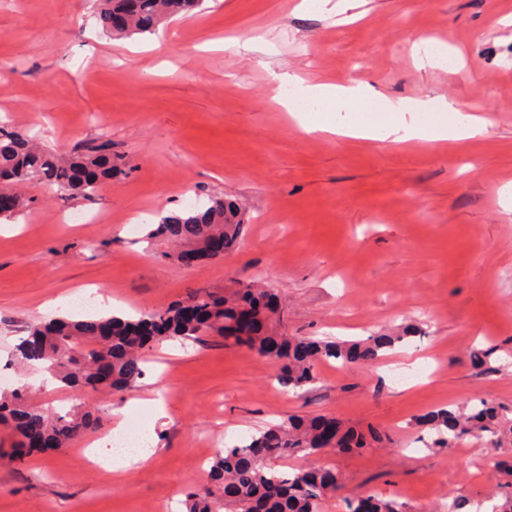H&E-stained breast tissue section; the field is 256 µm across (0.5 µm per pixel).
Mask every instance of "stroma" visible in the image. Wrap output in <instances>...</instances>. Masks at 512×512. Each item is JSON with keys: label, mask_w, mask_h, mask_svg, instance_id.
Instances as JSON below:
<instances>
[{"label": "stroma", "mask_w": 512, "mask_h": 512, "mask_svg": "<svg viewBox=\"0 0 512 512\" xmlns=\"http://www.w3.org/2000/svg\"><path fill=\"white\" fill-rule=\"evenodd\" d=\"M300 3L222 0L156 34L115 37L92 0H0V125L58 153L108 140L131 165L90 202L21 188L22 207L0 221V373L47 408L73 405V390L17 366V347L28 325L73 317L72 295L91 288L149 311L189 288L250 281L278 294L290 334L352 342L410 326L414 337L367 367L320 364L308 391L280 385L274 358L219 338L156 344L135 390L90 403L106 426L128 408L157 453L112 481L86 466L82 437L21 465L0 458V512H186L205 482L192 472L205 435L240 438L291 415L386 437L359 455L277 462L341 474L343 493L322 512L370 493L407 512L478 506L512 477V434L434 448L414 424L479 398L512 421V0H354L335 16ZM246 40L267 52L238 51ZM428 40L461 66L429 62L415 48ZM275 72L442 97L492 124L442 147L307 135L275 101ZM213 197L244 209L239 247L191 270L159 259L147 224ZM85 212L98 222L60 221ZM49 299L59 307L38 313ZM474 350L489 351L486 366L471 364ZM152 390L164 419L129 405Z\"/></svg>", "instance_id": "obj_1"}]
</instances>
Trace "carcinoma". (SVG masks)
<instances>
[{
	"instance_id": "carcinoma-1",
	"label": "carcinoma",
	"mask_w": 512,
	"mask_h": 512,
	"mask_svg": "<svg viewBox=\"0 0 512 512\" xmlns=\"http://www.w3.org/2000/svg\"><path fill=\"white\" fill-rule=\"evenodd\" d=\"M205 0H94L95 16L108 35L153 34L160 25L195 10ZM126 156L112 152V143L101 141L79 147L67 155L53 153L18 130L0 126V171L9 174V185L48 183L66 196L89 200L100 186L126 175ZM244 231L242 209L221 198L179 214L163 215L151 225L147 239L171 243L181 249L200 247L213 238L224 239V248H236ZM185 301L162 311L143 312L136 317L101 320H52L33 325L29 338L18 348L22 365H38L65 386L84 393L106 386L129 390L144 374L149 344L163 340L196 342L205 336L226 345L244 344L285 362L281 383L304 390L317 380L320 362L335 360L343 366L367 365L382 360L395 344L410 338L411 329L393 336L379 334L354 343L290 336L280 331V312L275 295L251 283H239L236 292L218 295L205 288L189 290ZM11 421L14 442L12 459L36 439L68 447L81 433L99 427V418L88 408L64 414L51 412L36 402L26 387L0 397V422ZM436 430L444 445L470 436L494 441L501 431L499 407L479 399L469 409L441 408L421 418ZM349 442L360 450L367 445L362 436L349 431L338 438L327 436L318 417L289 418L237 444L224 447L211 466L210 483L188 494V512H321V503L343 489L335 469L312 466L293 473L277 470L272 462L300 452L317 456ZM346 512H404L394 499L375 495L347 497Z\"/></svg>"
}]
</instances>
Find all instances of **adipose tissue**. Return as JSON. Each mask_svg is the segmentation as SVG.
<instances>
[{"instance_id": "ef3b65f1", "label": "adipose tissue", "mask_w": 512, "mask_h": 512, "mask_svg": "<svg viewBox=\"0 0 512 512\" xmlns=\"http://www.w3.org/2000/svg\"><path fill=\"white\" fill-rule=\"evenodd\" d=\"M273 80L278 87H292V96L282 104L308 134L392 143H443L481 139L489 126L488 119L480 116L459 120L457 108L443 99H393L359 85L310 83L288 73L274 75ZM374 102L381 104V111L371 112ZM309 103L325 105L326 115L310 116L305 109ZM431 112L436 113V120L426 121V114Z\"/></svg>"}]
</instances>
